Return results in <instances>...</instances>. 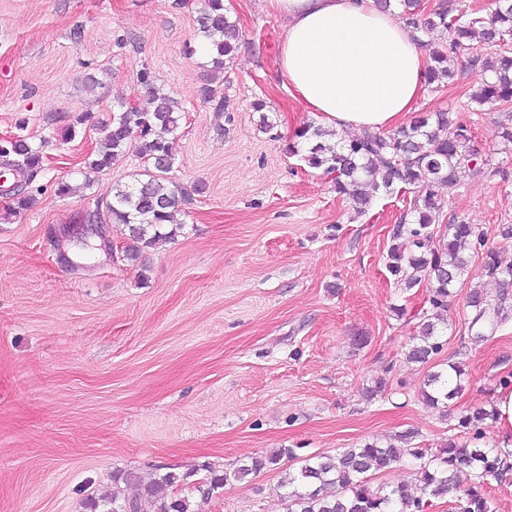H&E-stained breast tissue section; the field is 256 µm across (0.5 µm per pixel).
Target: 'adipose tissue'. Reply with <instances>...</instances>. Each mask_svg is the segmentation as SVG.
I'll return each mask as SVG.
<instances>
[{
	"instance_id": "ef3b65f1",
	"label": "adipose tissue",
	"mask_w": 512,
	"mask_h": 512,
	"mask_svg": "<svg viewBox=\"0 0 512 512\" xmlns=\"http://www.w3.org/2000/svg\"><path fill=\"white\" fill-rule=\"evenodd\" d=\"M285 22L278 64L292 96L337 132L393 128L425 90L426 50L374 0H265Z\"/></svg>"
}]
</instances>
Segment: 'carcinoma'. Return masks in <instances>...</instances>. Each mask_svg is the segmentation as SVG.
<instances>
[{
    "instance_id": "cac0c4a2",
    "label": "carcinoma",
    "mask_w": 512,
    "mask_h": 512,
    "mask_svg": "<svg viewBox=\"0 0 512 512\" xmlns=\"http://www.w3.org/2000/svg\"><path fill=\"white\" fill-rule=\"evenodd\" d=\"M383 11L396 8L412 36L430 48L426 84L432 85L452 76L448 60L485 49L490 54L476 55L485 77L471 102L478 106H512V55L505 47L512 42V0H494L495 8L480 16L465 9L461 0H443L433 12L424 15L420 0H376ZM198 34L208 41V66L214 74L238 49V22L228 16L224 0H203L197 18ZM140 80L152 93V109L120 106L112 113L104 140L87 157L94 172L108 170L124 156L128 140L141 143L144 169L135 182L112 188L110 199L94 198V209L85 216L88 224L101 222L105 209L108 223L128 231L125 259L134 263L156 245L175 239L182 223L177 221L180 207L192 201L191 193L200 194L204 185L197 183L188 191L167 177L172 166L169 136L178 127L180 109L170 95L154 86L153 75L143 68ZM203 102L218 112L225 110L226 98L218 88L202 89ZM89 116L81 113L57 130L56 136L67 142ZM468 125L448 110L417 115L406 126L394 130H365L353 138L308 124L295 132L289 152L301 156L310 168L331 176L336 193L353 201L362 214L372 202L373 192L413 194L409 210L414 215L393 230V244L387 251L386 269L407 289L424 285L428 290L429 310L418 322V335L412 337L405 352L409 363L427 365L441 353L442 337L448 331L443 312L448 299L461 282L468 267L464 252L484 246V233L476 224L459 221L435 227L442 212V191L453 192L464 174L474 170L479 153L471 146ZM48 137L32 145L18 135L5 151L0 150V167L15 169L27 189L12 197L15 208L26 210L35 202L33 183L45 171L43 148ZM489 276L512 278V262L493 251L486 252ZM468 306L474 317L475 339L483 341L509 319L504 299H490L479 288L470 290ZM467 373L462 365L449 363L440 370L428 371L420 396L431 409L448 407L462 390ZM495 410L483 407L465 411L458 427L477 429L495 422ZM414 431L406 430L385 443L364 442L343 448L331 456L300 460L295 470L284 471L277 485L279 497L288 500V512H425L434 500L457 495L459 512H489L485 486L488 479H500L512 471L508 459L512 452L497 447L483 448L469 442L448 440L432 455L411 445ZM420 461L416 485L374 483L376 475L392 470L406 458ZM296 459L292 448H279L251 460L233 471L199 480L194 473L167 472L147 483L134 498L121 496L93 501L91 512H195L192 494L207 497L230 481H242L264 469H277L281 460Z\"/></svg>"
}]
</instances>
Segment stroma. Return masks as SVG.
Returning <instances> with one entry per match:
<instances>
[{"mask_svg": "<svg viewBox=\"0 0 512 512\" xmlns=\"http://www.w3.org/2000/svg\"><path fill=\"white\" fill-rule=\"evenodd\" d=\"M200 3L0 0V137L21 132L36 144L90 116L74 140L46 148L34 206L16 211L0 197V512H90V499L116 487L137 496L165 472L206 464L220 474L278 448L332 454L409 429L433 452L462 435V411L490 407L512 381V320L483 342L469 331L470 288L512 301L474 253L438 357L463 364L469 382L447 413L423 404L427 369L404 352L426 292L405 290L385 268L409 195H378L356 214L329 177L289 154L316 115L288 91L277 66L282 23L263 0H224L242 31L220 77L233 112L203 103L207 59L186 51L198 42ZM145 68L182 109L169 176L205 191L145 267L124 259L111 226L112 254L72 268L58 259L54 230L144 167L133 138L111 169L82 173L112 110L149 108ZM453 69L454 81L425 90L415 109L457 112L488 164L446 197L440 221L479 225L486 249L512 261V236L501 233L512 225V144L499 136L512 111H470L483 72L464 59ZM257 99L264 113L252 111ZM264 114L272 130L261 129ZM379 378L385 392L367 399ZM280 477L228 482L194 508L288 512Z\"/></svg>", "mask_w": 512, "mask_h": 512, "instance_id": "stroma-1", "label": "stroma"}]
</instances>
